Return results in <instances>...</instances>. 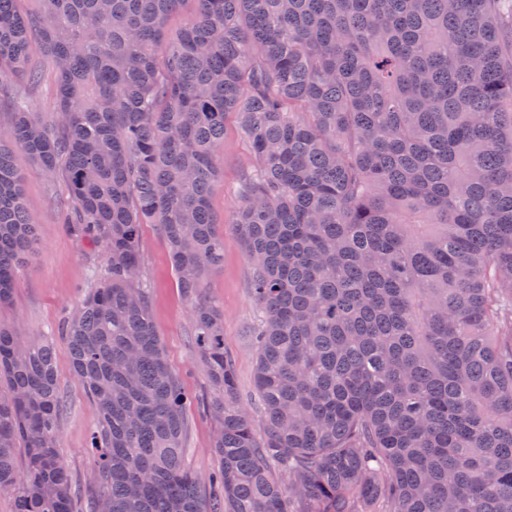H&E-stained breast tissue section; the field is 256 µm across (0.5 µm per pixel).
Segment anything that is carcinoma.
Returning a JSON list of instances; mask_svg holds the SVG:
<instances>
[{"label":"carcinoma","mask_w":512,"mask_h":512,"mask_svg":"<svg viewBox=\"0 0 512 512\" xmlns=\"http://www.w3.org/2000/svg\"><path fill=\"white\" fill-rule=\"evenodd\" d=\"M0 0V101L32 41L48 126L0 127V304L36 224L13 152L66 180L104 270L60 336L99 410L94 512H512V4L506 0ZM254 167L233 224L252 270L255 388L241 407L209 209L224 119ZM166 240L210 381L221 460H183L185 392L141 278ZM0 495L75 512L55 347L0 324ZM30 66L42 73L37 84H29L23 77L12 78V83L18 90L21 103L29 112L45 123H51L56 116V97L54 76L47 58L41 47L34 45L30 58Z\"/></svg>","instance_id":"cac0c4a2"}]
</instances>
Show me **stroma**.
I'll list each match as a JSON object with an SVG mask.
<instances>
[{
  "mask_svg": "<svg viewBox=\"0 0 512 512\" xmlns=\"http://www.w3.org/2000/svg\"><path fill=\"white\" fill-rule=\"evenodd\" d=\"M30 65L41 72L38 83L14 79L21 103L45 123L56 116L54 76L41 47H33ZM217 155L224 174L211 188L209 204L224 235V263L210 271L205 285L224 312V350L232 358L238 393L255 427H262L263 409L256 396V351L250 331L255 306L250 290L251 271L232 216L243 203L242 189L252 170V150L235 114L224 121V142ZM14 164L23 177L25 204L36 222L32 258L16 274L8 304L0 306V323L30 342L58 337L62 322L81 305L104 256L71 234L64 222L70 196L62 179L47 178L23 151H15ZM140 254L149 289L151 318L160 336L170 368L185 385L187 424L184 456L201 491H208L221 463L212 448L215 423L202 403L209 393L200 363L189 305L183 297L168 259V249L156 226L141 230ZM55 368L64 411L58 422V451L72 478L79 500L78 512H92L91 472L94 456L91 437L99 412L75 376L66 349H59Z\"/></svg>",
  "mask_w": 512,
  "mask_h": 512,
  "instance_id": "1",
  "label": "stroma"
}]
</instances>
